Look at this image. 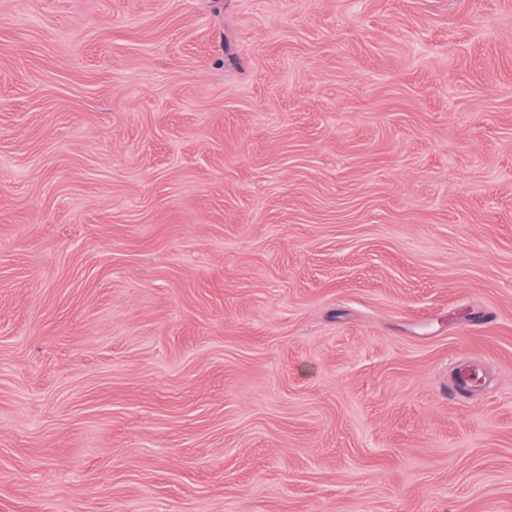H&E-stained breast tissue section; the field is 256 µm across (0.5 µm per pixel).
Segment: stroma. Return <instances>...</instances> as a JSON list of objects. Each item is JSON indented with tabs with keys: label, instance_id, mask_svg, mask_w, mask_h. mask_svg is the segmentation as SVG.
<instances>
[{
	"label": "stroma",
	"instance_id": "stroma-1",
	"mask_svg": "<svg viewBox=\"0 0 512 512\" xmlns=\"http://www.w3.org/2000/svg\"><path fill=\"white\" fill-rule=\"evenodd\" d=\"M0 512H512V0H0Z\"/></svg>",
	"mask_w": 512,
	"mask_h": 512
}]
</instances>
